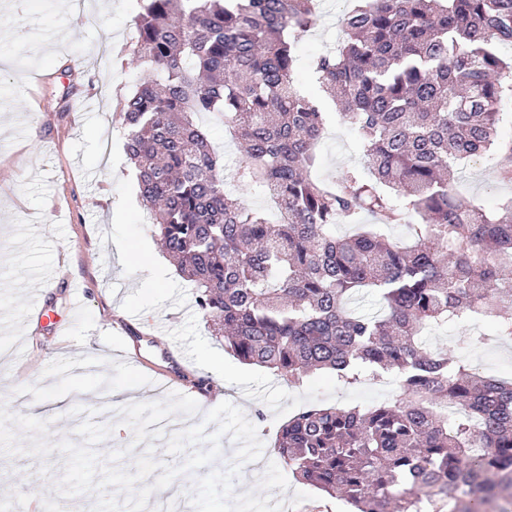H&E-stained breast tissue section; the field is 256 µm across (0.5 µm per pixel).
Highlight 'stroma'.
Listing matches in <instances>:
<instances>
[{
  "instance_id": "obj_1",
  "label": "stroma",
  "mask_w": 512,
  "mask_h": 512,
  "mask_svg": "<svg viewBox=\"0 0 512 512\" xmlns=\"http://www.w3.org/2000/svg\"><path fill=\"white\" fill-rule=\"evenodd\" d=\"M314 26L296 47L295 88L316 94L313 60L334 49L340 19L353 0H318ZM75 18L71 0H0V344L9 362L0 401L16 414L49 421L50 439H75L80 405L109 423V407L161 401L185 393L188 383L211 381L223 400L256 426L261 463L245 464L236 490L256 488L267 462H280L279 426L308 405H369L395 399L394 388L343 386L316 374L298 386L271 371L244 365L212 336L195 290L161 253L154 226L114 126L122 99L141 71L129 47L142 0H84ZM27 33L16 44V29ZM317 149L318 178L340 180L361 162L357 133L332 116ZM512 146V103L504 109L497 148L459 161L457 199L495 213L512 198L504 151ZM125 245L127 253L117 252ZM51 308L69 332L68 343L41 327L34 301ZM127 321L124 333L114 323ZM491 319L452 323L427 331L430 345L466 358L482 374L512 377V343L496 339ZM224 357V372L210 376L202 351ZM139 355L141 364L124 359ZM174 378L159 386L153 370ZM64 469L60 453L45 458L0 454V500L44 495L53 512H73L77 501L52 490ZM271 496L284 512H345L341 498L318 493L296 478Z\"/></svg>"
}]
</instances>
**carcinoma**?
<instances>
[{
	"mask_svg": "<svg viewBox=\"0 0 512 512\" xmlns=\"http://www.w3.org/2000/svg\"><path fill=\"white\" fill-rule=\"evenodd\" d=\"M119 112L124 151L163 252L239 361L298 385L396 372L370 407L312 405L277 450L298 480L352 512H512V380L421 340L496 318L512 341V200L491 216L451 191L457 162L496 143L512 98V0H357L336 50L314 63L362 166L313 174L330 113L295 89V45L315 0H143ZM204 114L232 130L233 181L270 194V219L226 188ZM376 219L361 224L362 214ZM404 224L413 243L386 234ZM356 232L336 235V226ZM365 292L382 312L351 307Z\"/></svg>",
	"mask_w": 512,
	"mask_h": 512,
	"instance_id": "carcinoma-1",
	"label": "carcinoma"
}]
</instances>
